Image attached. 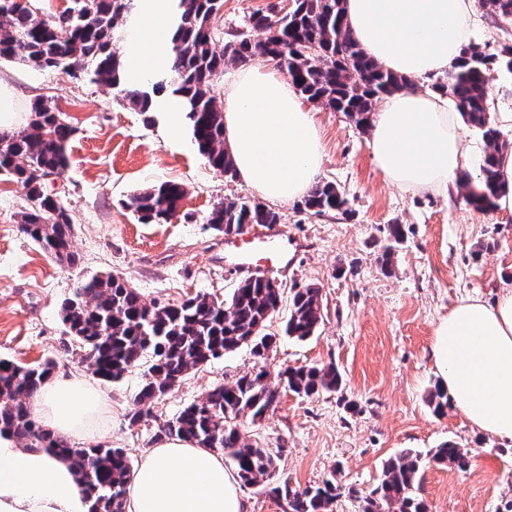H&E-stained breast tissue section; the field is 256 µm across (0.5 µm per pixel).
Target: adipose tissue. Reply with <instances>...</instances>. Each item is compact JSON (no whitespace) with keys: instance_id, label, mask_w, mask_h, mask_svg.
<instances>
[{"instance_id":"1","label":"adipose tissue","mask_w":512,"mask_h":512,"mask_svg":"<svg viewBox=\"0 0 512 512\" xmlns=\"http://www.w3.org/2000/svg\"><path fill=\"white\" fill-rule=\"evenodd\" d=\"M475 0H345L351 35L387 69L426 80L451 69L474 31ZM174 10L142 0L126 52L127 79L167 66ZM224 140L238 179L266 200L304 197L321 173L323 144L313 112L273 69L240 73L224 98ZM382 175L402 191L447 195L464 181L470 146L447 98L403 89L386 96L370 125ZM431 355L457 408L479 432L512 440V289L491 303L460 301L434 332ZM32 414L69 441L104 433L107 397L78 375L47 380ZM126 512H247L221 453L169 440L133 469ZM0 512H88L72 467L40 448L0 438Z\"/></svg>"}]
</instances>
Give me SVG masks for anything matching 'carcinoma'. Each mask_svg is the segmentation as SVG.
Here are the masks:
<instances>
[{"label": "carcinoma", "instance_id": "carcinoma-1", "mask_svg": "<svg viewBox=\"0 0 512 512\" xmlns=\"http://www.w3.org/2000/svg\"><path fill=\"white\" fill-rule=\"evenodd\" d=\"M93 2L90 17L77 12L64 24L39 17L29 0L24 5L0 0V58L86 75L93 82L121 89L123 99L138 112L155 111V99L166 92L181 99L199 153L230 181L236 180V170L224 147V108L216 86L226 62L246 66L257 58L272 61L306 100L341 112L362 128L369 126L378 100L410 85L408 77L379 64L352 39L344 0H292L282 17L256 11L249 16L247 29L229 33L220 49L211 20L224 0H179L169 68L150 74L147 83L132 89L125 85L123 55L114 48V36L134 20L138 4ZM254 32L263 37L253 38ZM490 64L478 47L468 45L446 76L432 84L433 91L454 102L485 142L480 184L468 193L469 203L481 211L492 209L507 191L494 165L503 144L488 117ZM73 134L74 127L60 122L54 107L40 100L33 103L26 128L0 135V175L19 184L29 202L20 215L21 231L48 256L68 266L79 261L72 250L74 225L62 202L47 193L44 175L67 166ZM184 195L181 184L167 182L134 194L128 207L140 223L162 224L174 217L173 206ZM344 204L335 184L319 182L305 198L304 210L322 215ZM277 223V212L248 196L217 204L208 218L217 232L238 235L245 226ZM280 302V289L255 278L240 283L225 301L198 293L175 304L148 303L122 277L107 274L77 282L62 301L60 316L80 350V363L92 376L116 382L132 369L144 367L134 398L137 409L130 415V424L136 425L144 411L171 393L190 369L243 345L255 357L265 358L275 343V336L265 328ZM320 302L317 287L293 289L285 334L299 341L314 335L322 321ZM54 368L51 361L25 365L0 359V436L70 461L89 512H124L133 470L125 449L73 446L44 428L30 411V399ZM280 379L288 391L306 397L337 391L342 385V375L333 364L289 367ZM278 395V387L260 368L231 384L213 386L202 399L159 426L155 438L187 440L223 453L243 484L267 489L286 503L288 512H333L339 496L335 477L305 489L292 486L278 475V455L246 442L235 423L241 416L262 420ZM428 403L437 413L448 408L443 385L429 392ZM430 465L463 470L467 452L452 443L425 455L412 449L401 452L383 466L363 512H382L392 504L399 505V512H429L414 490Z\"/></svg>", "mask_w": 512, "mask_h": 512}]
</instances>
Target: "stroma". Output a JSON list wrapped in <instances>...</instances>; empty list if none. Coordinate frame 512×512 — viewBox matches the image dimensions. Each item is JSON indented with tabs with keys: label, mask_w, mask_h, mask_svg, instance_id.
Listing matches in <instances>:
<instances>
[{
	"label": "stroma",
	"mask_w": 512,
	"mask_h": 512,
	"mask_svg": "<svg viewBox=\"0 0 512 512\" xmlns=\"http://www.w3.org/2000/svg\"><path fill=\"white\" fill-rule=\"evenodd\" d=\"M283 0H224L211 24L216 36L242 28L256 10ZM474 46L488 54L512 47V17L476 6ZM0 84L16 96L22 124L34 101L67 113L76 133L70 162L54 192L75 224L77 265L52 261L18 229L24 191L0 176V358L22 364L51 359L56 374L83 373L68 352L61 301L77 281L123 277L143 299L178 303L199 293L224 299L244 276L224 256V237L208 222L218 203L247 194L199 153L189 128L164 132V113L130 108L118 90L59 69L0 61ZM324 144L320 179L335 183L347 204L321 216L299 201L274 204L289 238L302 249L287 271L272 270L284 300L268 324L277 336L264 366L271 383L289 366L336 364L340 390L300 397L280 390L263 420L237 424L249 442L281 449L279 473L307 487L336 477L342 491L334 512H362V498L377 485L383 464L403 450L419 452L452 442L467 469L428 467L415 493L430 512H512V441L473 428L456 408L435 413L427 396L442 375L431 357L439 321L461 299L493 302L512 289V212H482L465 185L447 196L412 195L391 185L376 167L368 130L343 113L311 107ZM171 181L183 185L182 209L165 224H142L125 203L135 192ZM402 225L391 267L382 253L388 227ZM321 290L322 321L314 336H282L293 288ZM257 360L242 347L189 370L179 387L154 402L148 420L129 417L141 384L140 369L103 384L109 431L103 446L126 449L133 461L155 447L159 425L202 399L216 384L231 383Z\"/></svg>",
	"instance_id": "1"
}]
</instances>
